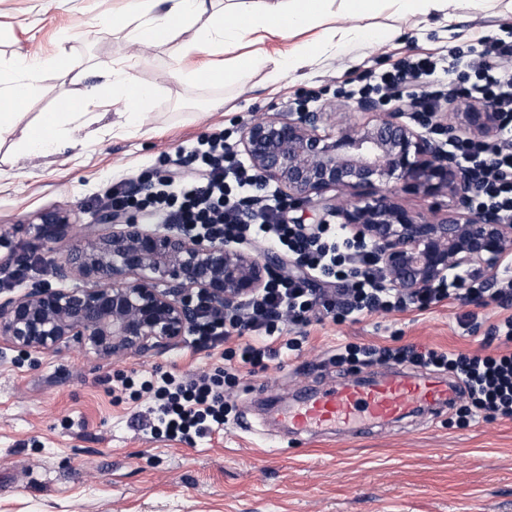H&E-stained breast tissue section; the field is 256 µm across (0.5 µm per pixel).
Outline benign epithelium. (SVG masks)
Returning a JSON list of instances; mask_svg holds the SVG:
<instances>
[{
	"instance_id": "1",
	"label": "benign epithelium",
	"mask_w": 512,
	"mask_h": 512,
	"mask_svg": "<svg viewBox=\"0 0 512 512\" xmlns=\"http://www.w3.org/2000/svg\"><path fill=\"white\" fill-rule=\"evenodd\" d=\"M409 116L397 106L360 125L340 124L331 135L321 132L326 112L276 113L247 125L239 145L263 182L290 200L316 201L342 230L372 244L385 281L396 288L416 292L452 272H495L512 253V224L471 210L468 172L426 127L489 137L498 113L484 105L428 112L418 126ZM392 179L405 191L446 196L453 206L432 218L416 215L396 200ZM332 191L350 199L339 206L327 196ZM101 221L112 232L85 237L58 268V275L73 272L92 286L35 287L0 302V338L21 350L74 344L104 357L161 352L184 341L197 300L232 307L280 266L273 252L258 256L172 227L149 229L110 209ZM68 224L64 212H45L36 236L58 240Z\"/></svg>"
}]
</instances>
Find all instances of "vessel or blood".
<instances>
[{
  "label": "vessel or blood",
  "mask_w": 512,
  "mask_h": 512,
  "mask_svg": "<svg viewBox=\"0 0 512 512\" xmlns=\"http://www.w3.org/2000/svg\"><path fill=\"white\" fill-rule=\"evenodd\" d=\"M451 396L447 382L389 373L369 384L312 393L282 417L299 436L346 435L366 421L392 422L418 409L447 408Z\"/></svg>",
  "instance_id": "vessel-or-blood-1"
}]
</instances>
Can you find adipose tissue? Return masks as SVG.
<instances>
[{
  "label": "adipose tissue",
  "instance_id": "1",
  "mask_svg": "<svg viewBox=\"0 0 512 512\" xmlns=\"http://www.w3.org/2000/svg\"><path fill=\"white\" fill-rule=\"evenodd\" d=\"M423 17L445 13L448 0H224L223 9H215L211 0H125L115 14L104 15V22L119 18V28L127 36L150 43H164L180 37L187 30L195 36L188 48L192 51L228 53L248 40L256 30L292 32L323 28V35L295 46L277 58L266 60L267 81L274 84L299 69L320 64L323 58L337 56L348 44L367 42L373 35L366 19L375 17L386 6ZM361 18L360 26L340 30L324 29L323 24L334 9ZM74 59L67 50L51 57L39 55L0 59V99L10 100V107L0 108V138L18 135L29 151H54L68 131L79 129L84 108L98 94L90 89L80 110L43 113L38 123L19 126L15 105L21 104L36 87L47 70L73 69ZM102 74L112 90L113 103L121 107L126 128H138L141 105L151 95L150 87L140 84L131 65H103Z\"/></svg>",
  "mask_w": 512,
  "mask_h": 512
}]
</instances>
